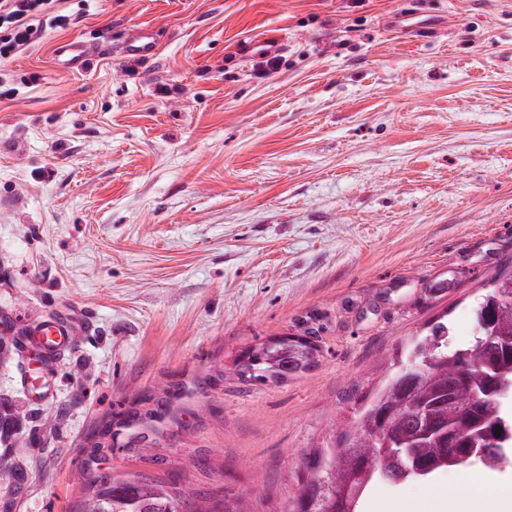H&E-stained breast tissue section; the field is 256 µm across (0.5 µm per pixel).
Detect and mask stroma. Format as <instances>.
<instances>
[{"instance_id":"1","label":"stroma","mask_w":512,"mask_h":512,"mask_svg":"<svg viewBox=\"0 0 512 512\" xmlns=\"http://www.w3.org/2000/svg\"><path fill=\"white\" fill-rule=\"evenodd\" d=\"M59 7L75 24L0 61V318L80 328L48 377L4 343L0 464L24 481L0 512H78L79 475L113 468L287 512L332 423L436 322L468 344L512 272V0ZM136 29L152 58L123 53ZM75 37L104 47L60 71ZM287 336L307 367L244 374ZM471 477L512 469L379 483L359 509L480 512Z\"/></svg>"}]
</instances>
